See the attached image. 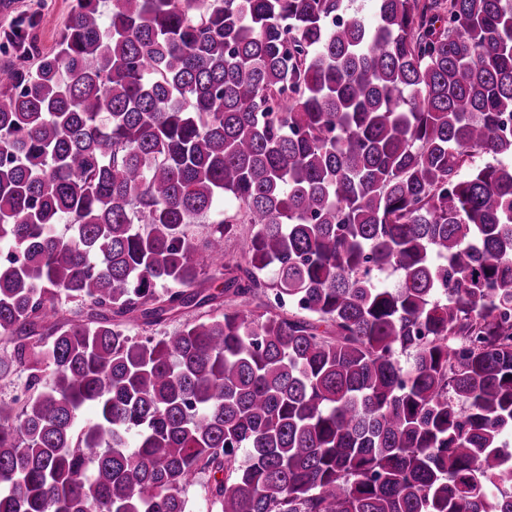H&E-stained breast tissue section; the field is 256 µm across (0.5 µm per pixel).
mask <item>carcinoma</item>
Here are the masks:
<instances>
[{"label":"carcinoma","mask_w":512,"mask_h":512,"mask_svg":"<svg viewBox=\"0 0 512 512\" xmlns=\"http://www.w3.org/2000/svg\"><path fill=\"white\" fill-rule=\"evenodd\" d=\"M352 2L3 30L0 512H512V0ZM209 484L208 474H201L197 480L185 489V497L191 505V512H216L212 509L206 496V488Z\"/></svg>","instance_id":"cac0c4a2"}]
</instances>
